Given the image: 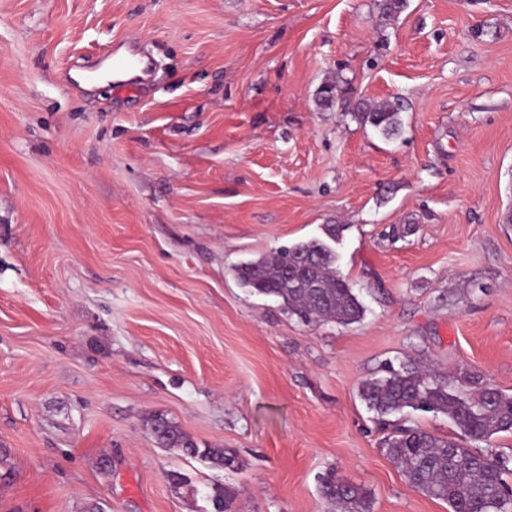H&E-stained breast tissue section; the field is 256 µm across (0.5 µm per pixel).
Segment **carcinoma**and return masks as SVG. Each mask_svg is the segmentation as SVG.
Wrapping results in <instances>:
<instances>
[{
	"instance_id": "carcinoma-1",
	"label": "carcinoma",
	"mask_w": 512,
	"mask_h": 512,
	"mask_svg": "<svg viewBox=\"0 0 512 512\" xmlns=\"http://www.w3.org/2000/svg\"><path fill=\"white\" fill-rule=\"evenodd\" d=\"M354 90L342 77L322 82L317 104L334 107L360 125L390 138L401 130L405 99L394 96L378 104L352 101ZM343 226L328 224V241L341 237ZM328 241L312 240L281 246L256 260L233 268L240 283L260 295L275 298L288 313L311 323L350 325L360 321L365 308L351 285L336 272L337 255ZM367 408L379 419L407 410L446 415L462 437H439L420 428H403L383 442L386 456L407 482L422 493L448 504L449 512H512V489L505 468L493 456L470 447L495 435L512 433V395L463 372L459 378L438 374L413 362H402L386 375L366 380L359 389ZM150 431L166 448L202 455L221 467L232 458L223 449H200L180 426L161 413L152 415ZM320 495L326 512H371L367 491L332 471L323 478ZM235 487L226 485L213 496L214 512H234Z\"/></svg>"
}]
</instances>
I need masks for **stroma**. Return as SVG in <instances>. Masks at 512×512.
<instances>
[{
	"label": "stroma",
	"mask_w": 512,
	"mask_h": 512,
	"mask_svg": "<svg viewBox=\"0 0 512 512\" xmlns=\"http://www.w3.org/2000/svg\"><path fill=\"white\" fill-rule=\"evenodd\" d=\"M0 0V512H448L359 396L385 361L512 395V0ZM138 92L80 83L122 47ZM402 96L387 138L316 93ZM334 242L362 321L233 267ZM161 413L233 467L158 444ZM320 495L327 512H371L372 502L367 491L345 481L335 471L323 478Z\"/></svg>",
	"instance_id": "35a3bbf8"
}]
</instances>
